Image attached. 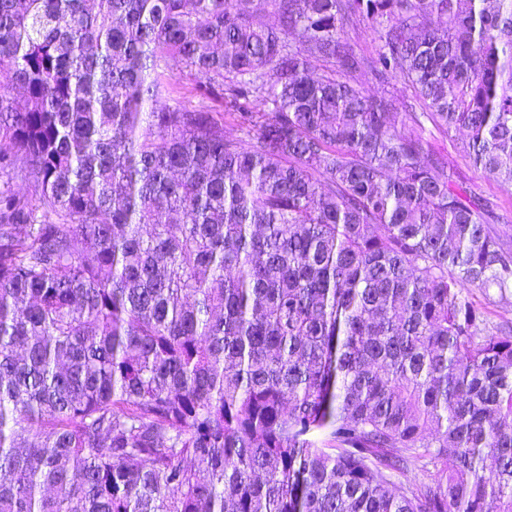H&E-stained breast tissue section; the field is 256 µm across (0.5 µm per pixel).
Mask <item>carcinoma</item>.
Segmentation results:
<instances>
[{"label": "carcinoma", "instance_id": "obj_1", "mask_svg": "<svg viewBox=\"0 0 512 512\" xmlns=\"http://www.w3.org/2000/svg\"><path fill=\"white\" fill-rule=\"evenodd\" d=\"M453 130L512 186V0H0V512H512ZM170 74L173 75L170 85L168 86V90L163 97L166 98L171 104L174 102L180 103H192L193 105L197 104L198 100L192 98L188 93V87L190 86V82L187 80L183 73H180L179 67L173 62H170L169 68Z\"/></svg>", "mask_w": 512, "mask_h": 512}]
</instances>
